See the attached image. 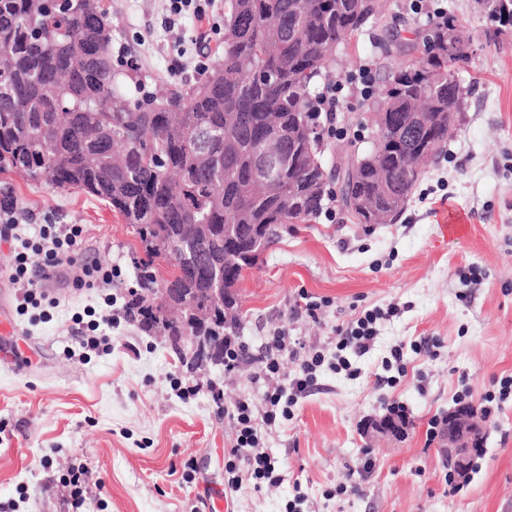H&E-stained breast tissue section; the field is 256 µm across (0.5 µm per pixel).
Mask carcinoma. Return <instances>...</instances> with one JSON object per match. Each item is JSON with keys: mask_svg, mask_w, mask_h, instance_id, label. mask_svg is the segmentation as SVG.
Returning <instances> with one entry per match:
<instances>
[{"mask_svg": "<svg viewBox=\"0 0 512 512\" xmlns=\"http://www.w3.org/2000/svg\"><path fill=\"white\" fill-rule=\"evenodd\" d=\"M379 17L378 0H228L222 55L210 71L174 85L159 99L130 97L112 71V11L103 0H0V174L58 189H77L106 202L136 228L150 258L170 261L168 245L197 224L196 267L158 283L150 264L139 275L141 291L131 308L141 326L155 330L148 295L162 286L196 288L208 301V267L224 252V225L239 224V263L252 266L253 224L267 226L266 245L286 224L309 223L322 213L327 178L339 182L344 207L359 224L394 222L404 212L416 180L405 167L424 145L448 142L442 113L452 109L449 87L430 80L468 61L464 50L446 54L445 31L436 23L431 40L441 53L419 57L420 41L402 47L405 68L384 91L382 112L392 113L382 142L369 154L327 169L310 131L316 126V79L336 50ZM270 125L292 156L279 188L254 192L255 140ZM207 126L219 137L203 155L190 145L189 129ZM363 197L372 217L351 208ZM236 272H225L224 318L239 319Z\"/></svg>", "mask_w": 512, "mask_h": 512, "instance_id": "obj_1", "label": "carcinoma"}]
</instances>
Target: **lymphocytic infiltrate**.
Segmentation results:
<instances>
[{
    "instance_id": "1",
    "label": "lymphocytic infiltrate",
    "mask_w": 512,
    "mask_h": 512,
    "mask_svg": "<svg viewBox=\"0 0 512 512\" xmlns=\"http://www.w3.org/2000/svg\"><path fill=\"white\" fill-rule=\"evenodd\" d=\"M83 227L71 224L62 229L42 224L34 228L31 237L23 239L20 251L15 252L11 263L10 278L22 290V302L38 305L45 293L40 289L29 272L32 257H39L42 268L55 269L67 265L73 272L71 285L77 289H94L110 286L122 274L120 265L102 264L86 260L81 254ZM106 310L100 319L89 322L75 318L78 345L66 348L67 356H80L89 360L91 353L108 354L112 351L114 329L120 325V316L112 306V296H105ZM381 309L363 311L358 317L337 330L336 351L332 358L305 349L300 339L281 330L269 336L266 354L262 360L258 378L267 388L261 398L244 396L239 398L227 416L235 425V438L224 453V470L229 487L238 489L242 484H251L254 490L275 485L282 481L283 473L279 462L269 455L260 453L259 446L263 430H273L285 425L294 416V407L300 398L306 396L316 384V373L322 366H329L337 372L358 376L353 368L352 356L368 353L376 338L375 323L383 318ZM299 358L296 374L288 380H281L282 354Z\"/></svg>"
}]
</instances>
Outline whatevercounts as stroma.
I'll use <instances>...</instances> for the list:
<instances>
[{
	"mask_svg": "<svg viewBox=\"0 0 512 512\" xmlns=\"http://www.w3.org/2000/svg\"><path fill=\"white\" fill-rule=\"evenodd\" d=\"M112 44L127 63L118 78L127 89L149 90L196 78L199 63H213L224 41V15L171 17L168 0H107ZM453 17L468 37L470 62L455 68L464 90L458 124L414 186L392 224H355L340 201L308 224L289 225L250 270L238 294L239 341L246 351L234 371L190 370L167 339L126 317L111 354L90 362L68 358L75 316L102 311L100 291L69 287L45 310H11L21 336L35 338L34 370L0 365V419L11 435L0 440V506L6 512H68L62 476L73 465L89 472L91 512H192L203 505L202 484L224 488V512H283L295 490L307 512H512V403L487 419V438L459 493L448 490L442 437L427 439L432 418H444L459 394L478 402L492 378L512 375V25L492 20L485 0H389L385 17L336 54L342 82L344 137L322 135L326 166L350 150L372 145L368 113L378 88L400 60L398 43L435 23L436 10ZM371 71L374 95L351 82ZM16 200L30 224H79L83 254L123 270L111 294L118 303L138 287L135 262L146 253L135 231L104 202L80 191H61L15 174L0 175V197ZM463 225L443 240L442 221ZM477 268L480 284L464 286L462 272ZM324 300L318 319L294 315L299 291ZM396 305L380 322L374 347L356 358V378L322 370L314 390L299 399L294 417L269 432L264 447L284 465L283 481L262 491L225 489L223 448L234 429L207 392L215 385L225 404L260 396L254 374L268 336L285 330L307 348L332 352L336 328L363 310ZM426 339L430 352L414 353ZM404 345L406 371L385 380L383 363ZM204 384L182 400V380ZM404 406L411 422L400 442L368 443L362 425ZM52 457L51 468L41 461ZM196 469L183 479L172 469L183 458Z\"/></svg>",
	"mask_w": 512,
	"mask_h": 512,
	"instance_id": "stroma-1",
	"label": "stroma"
}]
</instances>
